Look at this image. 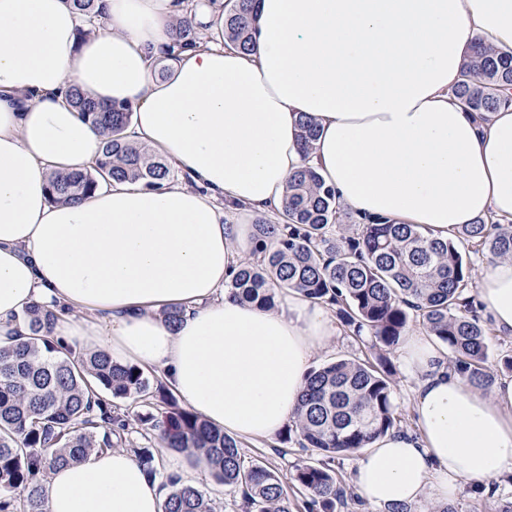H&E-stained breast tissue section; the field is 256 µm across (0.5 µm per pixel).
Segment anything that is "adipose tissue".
Segmentation results:
<instances>
[{"label":"adipose tissue","mask_w":512,"mask_h":512,"mask_svg":"<svg viewBox=\"0 0 512 512\" xmlns=\"http://www.w3.org/2000/svg\"><path fill=\"white\" fill-rule=\"evenodd\" d=\"M223 0H97L89 24L68 0H0V344L24 312L53 309L52 333L83 355L154 368L214 428L269 438L292 418L314 356L336 326L288 290L275 309L229 284L254 243L233 213L280 210L310 163L357 220L421 224L441 238L464 224L512 222V106L479 120L452 95L473 47L512 52V0H257L252 52L226 47ZM190 13L203 34L165 78L170 28ZM132 107L128 142L149 145L187 187L100 184L53 203L48 177L99 158L102 136L70 87ZM319 135L298 144L300 116ZM479 295L512 335V259ZM180 308L176 326L159 314ZM402 366L415 378L416 432L358 455L355 490L396 507L426 491L512 473V377L484 395L424 332ZM48 512H164L165 496L126 448L52 472Z\"/></svg>","instance_id":"1"}]
</instances>
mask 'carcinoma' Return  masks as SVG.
Segmentation results:
<instances>
[{"label": "carcinoma", "instance_id": "carcinoma-1", "mask_svg": "<svg viewBox=\"0 0 512 512\" xmlns=\"http://www.w3.org/2000/svg\"><path fill=\"white\" fill-rule=\"evenodd\" d=\"M253 0H224V41L248 51L253 47ZM202 33L190 17L172 28V49L162 71L178 52L196 46ZM452 94L484 120L512 104V53L480 46L462 66ZM81 115L103 131V151L84 172H56L49 179L54 202L82 199L100 180H125L155 188L173 170L145 146L126 141L132 108L100 107L78 89L70 91ZM301 150L310 151L317 125L300 120ZM255 250L231 283V295L266 309L278 291L292 288L335 309L354 336L371 338L370 354L341 358L308 372L294 420L281 432L309 457L292 466L291 485L305 494L308 512H337L360 505L337 477L335 460L351 457L398 427L392 395L391 356L415 320L455 354V371L489 392L496 380L486 366V329L477 315L465 248L512 258V228L478 219L441 239L419 224H359L344 212L320 174L303 166L288 180L280 221L260 218L253 227ZM57 316L33 306L29 335L0 346V512H47L48 474L96 449L130 446L144 469L167 489L165 512H215L201 488L184 484L157 466L151 443L134 444L122 403H142L141 429L159 432L174 453L205 456L213 480L229 495L241 496L249 512H292L278 474L247 461L240 442L179 405L161 383L137 366L100 352L77 357L51 336Z\"/></svg>", "mask_w": 512, "mask_h": 512}]
</instances>
